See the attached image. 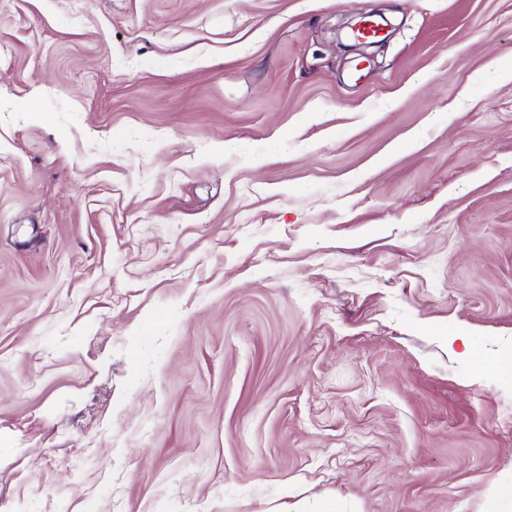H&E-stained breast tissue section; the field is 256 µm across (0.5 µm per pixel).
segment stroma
<instances>
[{
  "label": "stroma",
  "mask_w": 512,
  "mask_h": 512,
  "mask_svg": "<svg viewBox=\"0 0 512 512\" xmlns=\"http://www.w3.org/2000/svg\"><path fill=\"white\" fill-rule=\"evenodd\" d=\"M509 62L512 0H0V512H512Z\"/></svg>",
  "instance_id": "35a3bbf8"
}]
</instances>
